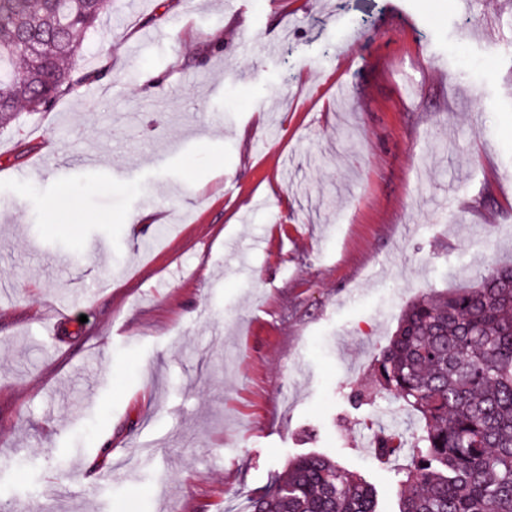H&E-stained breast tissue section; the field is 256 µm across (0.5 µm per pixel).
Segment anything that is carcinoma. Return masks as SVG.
<instances>
[{
    "mask_svg": "<svg viewBox=\"0 0 512 512\" xmlns=\"http://www.w3.org/2000/svg\"><path fill=\"white\" fill-rule=\"evenodd\" d=\"M109 0H0V125L100 80L77 67ZM380 386L424 420L402 480L400 512H512V265L403 310L376 359ZM406 447L375 435L379 456ZM249 512H376L372 488L328 456L295 458L253 493Z\"/></svg>",
    "mask_w": 512,
    "mask_h": 512,
    "instance_id": "obj_1",
    "label": "carcinoma"
}]
</instances>
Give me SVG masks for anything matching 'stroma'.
Here are the masks:
<instances>
[{
    "label": "stroma",
    "mask_w": 512,
    "mask_h": 512,
    "mask_svg": "<svg viewBox=\"0 0 512 512\" xmlns=\"http://www.w3.org/2000/svg\"><path fill=\"white\" fill-rule=\"evenodd\" d=\"M185 2L111 0L106 77L0 127V512H246L308 454L399 512L373 365L512 264V0Z\"/></svg>",
    "instance_id": "stroma-1"
}]
</instances>
